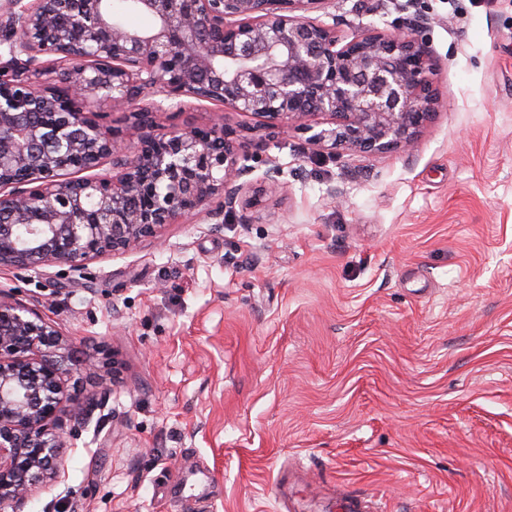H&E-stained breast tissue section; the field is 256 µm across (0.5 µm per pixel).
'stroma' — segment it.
Listing matches in <instances>:
<instances>
[{
	"label": "stroma",
	"mask_w": 512,
	"mask_h": 512,
	"mask_svg": "<svg viewBox=\"0 0 512 512\" xmlns=\"http://www.w3.org/2000/svg\"><path fill=\"white\" fill-rule=\"evenodd\" d=\"M348 41L416 29L439 110L414 151L337 156L223 121L258 204L4 288L103 401L24 512H512V0H327ZM281 167L264 183L267 163ZM116 354L119 375L100 366Z\"/></svg>",
	"instance_id": "stroma-1"
}]
</instances>
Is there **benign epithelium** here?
Listing matches in <instances>:
<instances>
[{
	"label": "benign epithelium",
	"instance_id": "1",
	"mask_svg": "<svg viewBox=\"0 0 512 512\" xmlns=\"http://www.w3.org/2000/svg\"><path fill=\"white\" fill-rule=\"evenodd\" d=\"M324 2L134 0L143 30L110 0H0V269L75 268L235 208L252 167L225 126L160 132L151 112L208 102L340 155L412 150L438 108L425 43L374 28L345 43L308 15ZM49 69L64 90L27 76ZM92 99L131 109L125 128ZM77 367L55 325L0 290V512L59 477L89 425Z\"/></svg>",
	"mask_w": 512,
	"mask_h": 512
}]
</instances>
